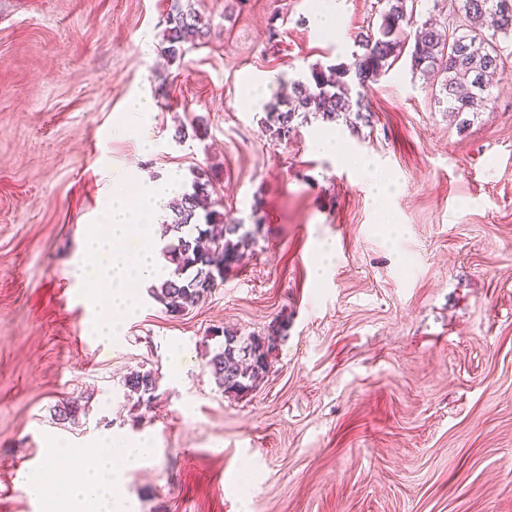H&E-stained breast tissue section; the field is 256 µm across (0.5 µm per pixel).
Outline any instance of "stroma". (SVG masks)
<instances>
[{
	"label": "stroma",
	"mask_w": 512,
	"mask_h": 512,
	"mask_svg": "<svg viewBox=\"0 0 512 512\" xmlns=\"http://www.w3.org/2000/svg\"><path fill=\"white\" fill-rule=\"evenodd\" d=\"M176 5L208 33L171 61ZM331 9L328 33L308 0H0V512H37L21 482L50 443L148 432L128 512H512V39L466 123L404 57L369 120L311 115L276 141L274 79L350 61L381 6ZM134 96L153 111L126 114ZM175 171L212 177L254 251L185 315L144 287L120 335L96 336L82 239L113 186ZM277 321L264 379L224 393L212 329ZM136 370L158 377L152 406L126 393ZM80 396L87 414L57 423Z\"/></svg>",
	"instance_id": "obj_1"
}]
</instances>
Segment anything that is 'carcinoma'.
<instances>
[{"mask_svg": "<svg viewBox=\"0 0 512 512\" xmlns=\"http://www.w3.org/2000/svg\"><path fill=\"white\" fill-rule=\"evenodd\" d=\"M505 1L512 3L459 0V10L467 21L466 30L459 34L443 31L428 21L416 30L410 51L411 70L441 78L438 103L446 105L445 111L456 117L490 101L491 90L503 74L499 38L512 36V11L504 12ZM383 2L377 29L358 34L362 53L352 54L348 63L311 68L305 80L293 82L287 101L267 105V128L272 138L288 140L296 132L295 120L310 113L334 121L346 113L360 115L368 111L370 84L400 60L409 36L407 29L414 25L415 0ZM204 35L199 16L191 9L177 7L167 18L164 52L170 59H177L185 45H196ZM353 84L361 88L355 96ZM213 193V181L207 174L196 177L191 191L179 194L171 208L170 222L165 225L164 235L170 236V242L164 256L172 268L152 288V295L173 317L205 300L256 243L255 233L243 224H226L215 231L220 220L215 210L208 209ZM213 336L222 338L207 362L215 383L226 394L254 390L267 373L274 344L266 337L241 336L223 327L213 329ZM124 387L128 395L137 396L138 403L148 406L158 378L151 371H134L125 378ZM85 409V402L69 398L57 405L55 417L62 423H74Z\"/></svg>", "mask_w": 512, "mask_h": 512, "instance_id": "carcinoma-1", "label": "carcinoma"}]
</instances>
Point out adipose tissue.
<instances>
[{
  "label": "adipose tissue",
  "mask_w": 512,
  "mask_h": 512,
  "mask_svg": "<svg viewBox=\"0 0 512 512\" xmlns=\"http://www.w3.org/2000/svg\"><path fill=\"white\" fill-rule=\"evenodd\" d=\"M175 182L171 176L158 184L140 186L134 193L123 187L113 190L109 206L87 233L79 270L86 301L98 309V335L117 334L119 324L113 310L133 309L137 286L161 275L149 231L163 216ZM153 453L146 437L119 448L107 434L91 448L55 443L49 448L50 459L41 478L27 483L25 492L35 499L49 497V512H125V477L141 468ZM58 456L76 458L77 467L59 474L54 463Z\"/></svg>",
  "instance_id": "1"
}]
</instances>
